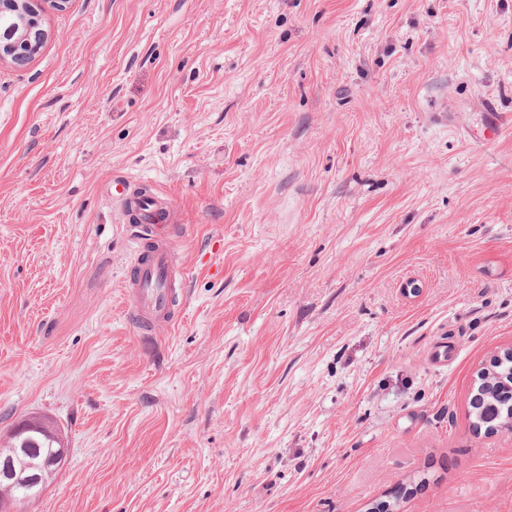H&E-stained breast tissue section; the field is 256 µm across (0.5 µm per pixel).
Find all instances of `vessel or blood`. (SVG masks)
I'll return each instance as SVG.
<instances>
[{
    "instance_id": "b4317fda",
    "label": "vessel or blood",
    "mask_w": 512,
    "mask_h": 512,
    "mask_svg": "<svg viewBox=\"0 0 512 512\" xmlns=\"http://www.w3.org/2000/svg\"><path fill=\"white\" fill-rule=\"evenodd\" d=\"M121 223L135 225L148 253L134 251L122 281L123 294L131 303V317L143 333L168 331L180 316L174 297L186 286L185 262L178 244L167 232L176 209L158 194L139 195L130 183L114 178L108 189Z\"/></svg>"
}]
</instances>
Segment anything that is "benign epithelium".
<instances>
[{
    "label": "benign epithelium",
    "mask_w": 512,
    "mask_h": 512,
    "mask_svg": "<svg viewBox=\"0 0 512 512\" xmlns=\"http://www.w3.org/2000/svg\"><path fill=\"white\" fill-rule=\"evenodd\" d=\"M69 0H0V63L11 61L23 65L39 52L47 33L42 28L47 9L61 10ZM57 435L56 428L39 420H27L14 427L9 434L21 439L19 451L29 454L38 446L37 438ZM66 458L61 447L27 471H19L9 457L0 458V481L9 486L22 485L43 491L48 476L56 473Z\"/></svg>",
    "instance_id": "7a95c632"
}]
</instances>
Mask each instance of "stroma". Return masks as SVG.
<instances>
[{"label": "stroma", "mask_w": 512, "mask_h": 512, "mask_svg": "<svg viewBox=\"0 0 512 512\" xmlns=\"http://www.w3.org/2000/svg\"><path fill=\"white\" fill-rule=\"evenodd\" d=\"M0 64V438L22 512H512L468 399L512 348V0H70ZM167 195L189 273L149 339L105 187ZM455 358H447L448 345ZM23 435H25V437L20 442V448L13 449L25 454H31V448L39 446L37 441L39 436H57V430L51 424L32 419L26 420L19 426L14 427L10 431L9 438L16 439ZM41 447L39 452L41 455H46L49 450H55L51 455L46 456L38 464H32L31 468L27 471H18L15 467L14 462L10 457L0 458V481L1 483H9L8 488L14 485H22L29 488H38V495H41L45 486L48 483V476L53 475L55 477L56 472L63 465L66 458L65 446L62 445L59 448L57 441H51L48 439L40 440ZM51 479V480H52Z\"/></svg>", "instance_id": "35a3bbf8"}]
</instances>
